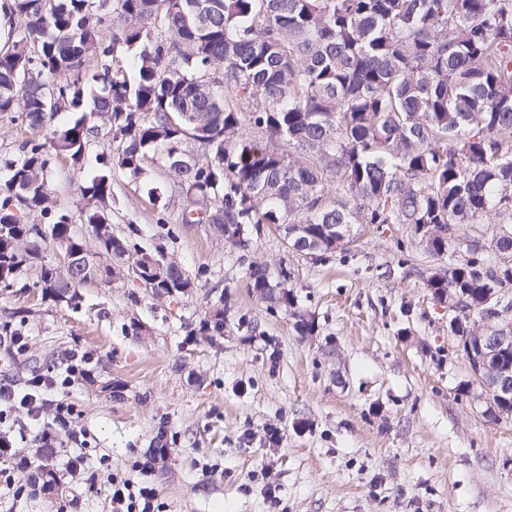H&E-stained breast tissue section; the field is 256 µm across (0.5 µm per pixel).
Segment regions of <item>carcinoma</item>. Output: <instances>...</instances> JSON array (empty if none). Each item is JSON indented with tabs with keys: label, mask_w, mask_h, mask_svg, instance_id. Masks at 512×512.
I'll return each mask as SVG.
<instances>
[{
	"label": "carcinoma",
	"mask_w": 512,
	"mask_h": 512,
	"mask_svg": "<svg viewBox=\"0 0 512 512\" xmlns=\"http://www.w3.org/2000/svg\"><path fill=\"white\" fill-rule=\"evenodd\" d=\"M0 13V113L31 133L0 152L1 289L38 263L34 287L68 306L126 271L158 297L191 294L163 245L132 259L112 235L115 173L138 180L160 159L182 220L244 252L286 224L317 264L349 251L343 225L404 224L453 257L426 287L462 350L512 331V0H0ZM64 112L79 117L59 129ZM193 119L207 146L175 168ZM95 143L75 222L50 174ZM489 219L491 255L460 234ZM45 241L60 263L42 261ZM246 277L312 334L287 266L251 261ZM224 324L221 295L200 332Z\"/></svg>",
	"instance_id": "cac0c4a2"
}]
</instances>
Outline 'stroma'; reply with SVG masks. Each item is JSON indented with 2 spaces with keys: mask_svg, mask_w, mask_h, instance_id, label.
<instances>
[{
  "mask_svg": "<svg viewBox=\"0 0 512 512\" xmlns=\"http://www.w3.org/2000/svg\"><path fill=\"white\" fill-rule=\"evenodd\" d=\"M171 185L159 163L137 181L115 176L112 233L132 251L164 244L198 275L191 296L159 298L124 275L85 285L69 306L42 298L34 268L0 291V322L19 320L26 342L0 346V379L25 387L60 373L73 353L93 372L63 394L86 445L51 413H0L10 433L0 512H108L101 483L141 480L162 425L170 453L150 476L162 512H512V415L495 413L475 381L447 308L425 285L436 262L405 225H369L351 252L322 264L263 229L251 255L293 272L298 308L315 322L303 336L288 311L252 296L239 250L208 225L182 223L179 204L149 202V188L167 196ZM221 295L223 336L198 335ZM46 442L57 485L14 497L4 475ZM78 454L96 466L94 479L64 471ZM270 484L278 503L266 497Z\"/></svg>",
  "mask_w": 512,
  "mask_h": 512,
  "instance_id": "obj_1",
  "label": "stroma"
}]
</instances>
